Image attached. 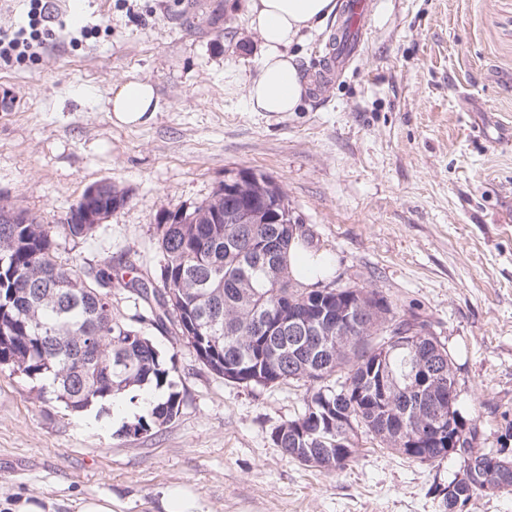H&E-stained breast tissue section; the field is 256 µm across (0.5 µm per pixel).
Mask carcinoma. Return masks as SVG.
Segmentation results:
<instances>
[{
  "mask_svg": "<svg viewBox=\"0 0 512 512\" xmlns=\"http://www.w3.org/2000/svg\"><path fill=\"white\" fill-rule=\"evenodd\" d=\"M90 203L108 216L127 197L99 184L93 199L81 198L56 225L0 209V367L47 382L73 413L148 387L160 399L125 434L171 422L184 404L173 357L112 314L105 286L122 288L134 298L136 321L163 332L200 329L181 341L224 380L247 387L309 384L303 412L271 433L289 458L339 470L359 457L356 439L364 433L408 459L433 464L448 457L452 431L464 438L470 463L440 490L442 512H458L487 484L512 489V475L499 480L496 470V459L512 463V457L501 448L477 447V425L456 408L452 421L439 422L435 408L448 407V394L458 390L457 370L427 321L400 313L376 289L298 282L290 252L312 246L313 235L291 223L283 190L262 203L270 224L223 223L222 185L192 207L163 212L156 224L160 257L149 272L109 255L88 267L58 261V238L77 243L99 232L101 225L83 219ZM324 313L343 320L342 334L275 331L292 316L316 326ZM393 328H414L418 336L396 340Z\"/></svg>",
  "mask_w": 512,
  "mask_h": 512,
  "instance_id": "cac0c4a2",
  "label": "carcinoma"
}]
</instances>
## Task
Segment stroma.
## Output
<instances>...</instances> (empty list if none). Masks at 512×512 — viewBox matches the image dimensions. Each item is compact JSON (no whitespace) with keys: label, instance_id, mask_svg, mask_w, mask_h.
<instances>
[{"label":"stroma","instance_id":"1","mask_svg":"<svg viewBox=\"0 0 512 512\" xmlns=\"http://www.w3.org/2000/svg\"><path fill=\"white\" fill-rule=\"evenodd\" d=\"M48 25L35 61L0 66V204L58 224L99 183L127 196L97 236L60 241L61 262L132 251L153 267L162 211L243 169L269 176L330 280L427 320L481 447L512 449V0H370L343 75L318 72L336 22L294 45L312 89L285 115L224 87L226 70L255 74L261 58L247 0H54ZM135 78L160 109L116 126L112 88ZM151 337L174 357L184 406L148 434L122 432L149 413L142 391L122 420L96 405L74 415L0 368V512L25 496L77 512L89 495L112 512H166L173 498L193 512H441L456 457L421 463L364 438L344 469L300 465L271 432L302 412L304 385L227 382L173 336Z\"/></svg>","mask_w":512,"mask_h":512}]
</instances>
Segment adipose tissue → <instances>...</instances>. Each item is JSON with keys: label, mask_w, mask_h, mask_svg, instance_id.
I'll return each instance as SVG.
<instances>
[{"label": "adipose tissue", "mask_w": 512, "mask_h": 512, "mask_svg": "<svg viewBox=\"0 0 512 512\" xmlns=\"http://www.w3.org/2000/svg\"><path fill=\"white\" fill-rule=\"evenodd\" d=\"M338 7L337 0H249V25L263 41V56L250 78L228 70V87L244 91L251 111H299L309 94V85L289 48L312 32L325 29ZM108 103L112 121L118 126L145 124L159 110V98L146 80L115 85Z\"/></svg>", "instance_id": "adipose-tissue-1"}]
</instances>
